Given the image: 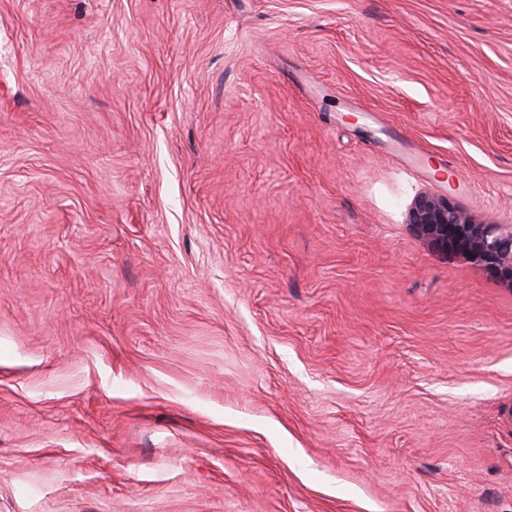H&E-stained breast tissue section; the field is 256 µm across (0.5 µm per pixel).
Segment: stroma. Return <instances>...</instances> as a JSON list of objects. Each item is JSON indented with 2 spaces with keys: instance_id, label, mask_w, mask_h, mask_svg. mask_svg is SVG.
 Instances as JSON below:
<instances>
[{
  "instance_id": "obj_1",
  "label": "stroma",
  "mask_w": 512,
  "mask_h": 512,
  "mask_svg": "<svg viewBox=\"0 0 512 512\" xmlns=\"http://www.w3.org/2000/svg\"><path fill=\"white\" fill-rule=\"evenodd\" d=\"M512 0H0V512H512ZM408 224L436 250L466 256L512 286V224L477 223L446 197L418 196Z\"/></svg>"
}]
</instances>
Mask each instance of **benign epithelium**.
Instances as JSON below:
<instances>
[{"label": "benign epithelium", "mask_w": 512, "mask_h": 512, "mask_svg": "<svg viewBox=\"0 0 512 512\" xmlns=\"http://www.w3.org/2000/svg\"><path fill=\"white\" fill-rule=\"evenodd\" d=\"M408 224L436 250L466 256L512 286V224L477 223L446 197L418 196Z\"/></svg>", "instance_id": "7a95c632"}]
</instances>
